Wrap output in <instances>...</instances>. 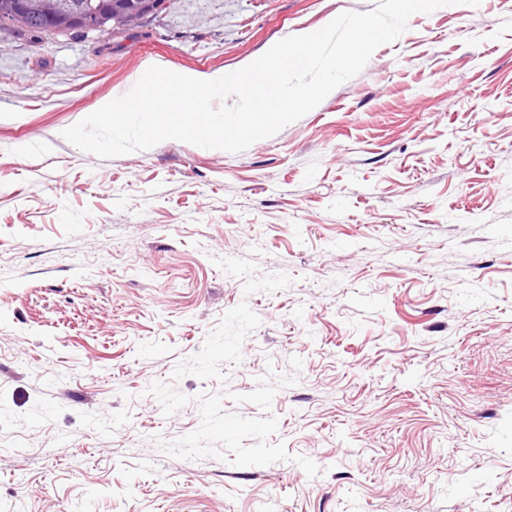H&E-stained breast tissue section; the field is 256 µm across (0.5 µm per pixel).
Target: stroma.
Masks as SVG:
<instances>
[{
  "mask_svg": "<svg viewBox=\"0 0 512 512\" xmlns=\"http://www.w3.org/2000/svg\"><path fill=\"white\" fill-rule=\"evenodd\" d=\"M378 0L0 28V512H512V0L410 17L232 154L62 132Z\"/></svg>",
  "mask_w": 512,
  "mask_h": 512,
  "instance_id": "stroma-1",
  "label": "stroma"
}]
</instances>
